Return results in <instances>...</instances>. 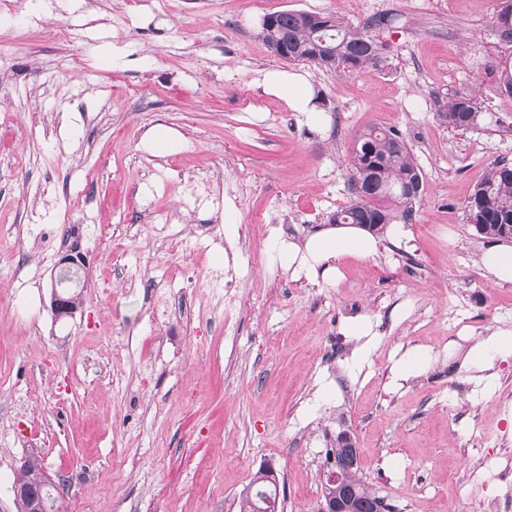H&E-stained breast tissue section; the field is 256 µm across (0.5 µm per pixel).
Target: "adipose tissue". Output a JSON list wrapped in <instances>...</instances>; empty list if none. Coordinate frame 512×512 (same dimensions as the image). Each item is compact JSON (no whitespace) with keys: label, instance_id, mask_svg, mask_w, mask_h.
I'll list each match as a JSON object with an SVG mask.
<instances>
[{"label":"adipose tissue","instance_id":"1","mask_svg":"<svg viewBox=\"0 0 512 512\" xmlns=\"http://www.w3.org/2000/svg\"><path fill=\"white\" fill-rule=\"evenodd\" d=\"M261 85L266 94L286 101L305 123L319 126L325 121L313 103L310 75L272 69L265 71ZM270 251L276 262L288 269L293 277L314 280H338L339 261L351 257L366 259L378 251V242L367 230L352 224L326 229L309 237L304 245L272 238ZM512 357V329L497 326L487 328L466 353L465 359L474 372L473 381L481 388L492 387L497 381L494 367L498 361Z\"/></svg>","mask_w":512,"mask_h":512}]
</instances>
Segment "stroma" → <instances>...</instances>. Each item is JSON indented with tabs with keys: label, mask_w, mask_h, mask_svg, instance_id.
Masks as SVG:
<instances>
[{
	"label": "stroma",
	"mask_w": 512,
	"mask_h": 512,
	"mask_svg": "<svg viewBox=\"0 0 512 512\" xmlns=\"http://www.w3.org/2000/svg\"><path fill=\"white\" fill-rule=\"evenodd\" d=\"M496 0H0V512L36 452L64 476L67 512H239L273 466L283 512H317L323 450L348 431L358 475L399 512L512 506V358L474 396L461 354L512 329V285L478 263L475 184L512 165V97L487 71L507 54ZM334 13L379 34L388 64L358 73L298 63L326 114L300 121L265 94L284 68L258 37L277 11ZM121 55L112 58L111 47ZM477 94V125L440 117ZM181 141L156 155L155 126ZM398 129L424 192L398 243L343 259L330 282L273 263L271 232L301 243L354 199L357 135ZM238 226L217 242L203 224ZM78 245L81 303L61 319L51 285ZM233 251L235 303L224 253ZM365 316L369 344L340 332ZM422 349L407 380L397 359ZM431 360L427 351L408 350L397 361V372L401 378L421 373L430 365Z\"/></svg>",
	"instance_id": "35a3bbf8"
}]
</instances>
